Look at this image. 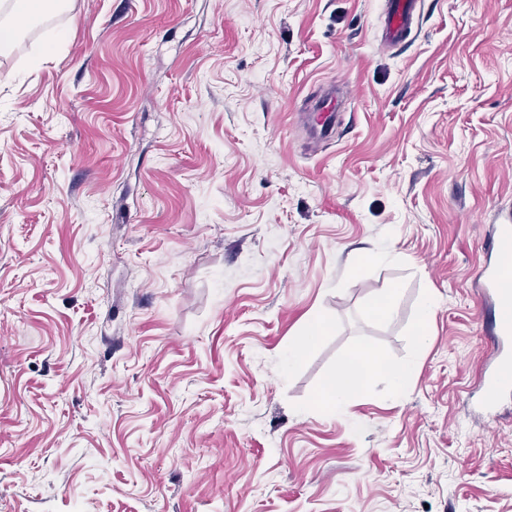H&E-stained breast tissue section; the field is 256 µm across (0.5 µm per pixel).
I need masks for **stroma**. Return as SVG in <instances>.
Returning <instances> with one entry per match:
<instances>
[{
  "label": "stroma",
  "instance_id": "obj_1",
  "mask_svg": "<svg viewBox=\"0 0 512 512\" xmlns=\"http://www.w3.org/2000/svg\"><path fill=\"white\" fill-rule=\"evenodd\" d=\"M421 2L386 48L385 0H71L0 54V512H512V397L467 403L512 0ZM361 345L406 390L323 411ZM340 104L334 90L328 91L323 97H319L311 108V112H319L318 124L320 129L313 127L314 132L319 136H328L334 129ZM336 112V113H335ZM437 302L433 296L424 299L417 313V327L414 332L415 346L423 348L428 342V328L435 314ZM325 325V320L319 312L313 311L310 314L307 329L301 339L302 344L293 346L288 350V369L301 360L307 346L312 345L315 340L323 335Z\"/></svg>",
  "mask_w": 512,
  "mask_h": 512
}]
</instances>
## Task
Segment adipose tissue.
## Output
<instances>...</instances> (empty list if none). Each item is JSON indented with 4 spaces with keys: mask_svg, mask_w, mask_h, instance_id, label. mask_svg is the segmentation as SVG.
<instances>
[{
    "mask_svg": "<svg viewBox=\"0 0 512 512\" xmlns=\"http://www.w3.org/2000/svg\"><path fill=\"white\" fill-rule=\"evenodd\" d=\"M67 6V0H0V50H15L24 27ZM412 370V364H392L372 349L357 348L321 393L319 405L332 412L343 409L363 394L368 380L378 373L386 379L390 395L400 396Z\"/></svg>",
    "mask_w": 512,
    "mask_h": 512,
    "instance_id": "ef3b65f1",
    "label": "adipose tissue"
}]
</instances>
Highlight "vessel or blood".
Returning <instances> with one entry per match:
<instances>
[{"instance_id": "vessel-or-blood-1", "label": "vessel or blood", "mask_w": 512, "mask_h": 512, "mask_svg": "<svg viewBox=\"0 0 512 512\" xmlns=\"http://www.w3.org/2000/svg\"><path fill=\"white\" fill-rule=\"evenodd\" d=\"M384 45L391 48L410 34L415 19L417 0H385ZM340 108L335 92H326L312 106L318 112L321 136L334 129ZM495 259L481 270L482 297L494 308L491 362L482 381L480 404L495 407L512 393V221L503 220L488 245Z\"/></svg>"}]
</instances>
